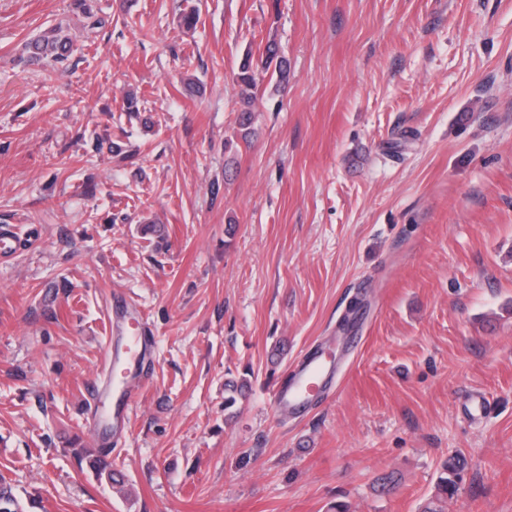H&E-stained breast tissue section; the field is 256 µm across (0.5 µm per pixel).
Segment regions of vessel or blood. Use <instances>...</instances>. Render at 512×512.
I'll use <instances>...</instances> for the list:
<instances>
[{"label":"vessel or blood","instance_id":"1","mask_svg":"<svg viewBox=\"0 0 512 512\" xmlns=\"http://www.w3.org/2000/svg\"><path fill=\"white\" fill-rule=\"evenodd\" d=\"M117 340L107 352L109 366L126 363V382L120 392H113L111 384H103L94 401L95 409L103 422L111 423L113 432H120L125 416L133 405L145 374L139 363V350L149 340L144 318L137 313H124L114 322ZM335 362L329 351L319 348L308 354L273 391L275 409L285 414L302 413L314 397L329 383Z\"/></svg>","mask_w":512,"mask_h":512}]
</instances>
